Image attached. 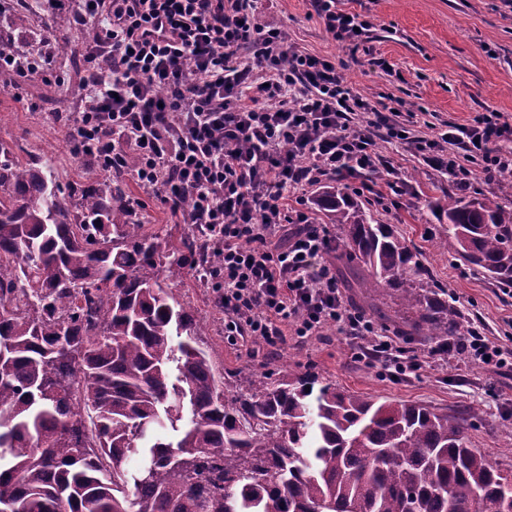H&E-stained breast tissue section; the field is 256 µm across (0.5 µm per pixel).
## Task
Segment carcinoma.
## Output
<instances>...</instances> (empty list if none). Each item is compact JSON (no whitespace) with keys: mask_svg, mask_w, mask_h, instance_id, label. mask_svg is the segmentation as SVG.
<instances>
[{"mask_svg":"<svg viewBox=\"0 0 512 512\" xmlns=\"http://www.w3.org/2000/svg\"><path fill=\"white\" fill-rule=\"evenodd\" d=\"M318 205L373 312L402 336L460 335L391 225L333 188ZM442 211L463 259L512 285V208ZM220 263L200 232L145 233L112 179L68 200L49 160L0 144V512H512V475L465 442L471 413L280 366L227 380L167 283ZM387 289L412 315L384 312Z\"/></svg>","mask_w":512,"mask_h":512,"instance_id":"obj_1","label":"carcinoma"}]
</instances>
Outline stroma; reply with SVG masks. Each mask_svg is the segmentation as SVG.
I'll use <instances>...</instances> for the list:
<instances>
[{
    "label": "stroma",
    "mask_w": 512,
    "mask_h": 512,
    "mask_svg": "<svg viewBox=\"0 0 512 512\" xmlns=\"http://www.w3.org/2000/svg\"><path fill=\"white\" fill-rule=\"evenodd\" d=\"M338 6L373 23L354 62L325 32L310 0H265L259 18L264 25L284 28L300 50L346 61L345 76L354 91L373 103L416 113L418 121L466 125L491 110L512 116V7L505 0H339ZM51 40L68 44L70 52L55 53L46 75L15 79L0 93V142L20 160L50 159L65 191L118 179L136 202L146 231L161 228L175 237L193 232V225L172 214L128 173L105 170L75 152L63 119L82 106L75 90L83 75L78 59L86 39L83 31L67 25L52 31ZM379 58L385 67L376 66ZM378 150L408 192L386 208L363 193L359 205L373 219L393 226L486 340L512 349V295L484 269L438 245L448 231L440 209L448 197L481 199L507 185V178L482 176L462 190L405 145L382 141ZM169 281L177 298L206 324L207 333L197 343L225 375L260 370L277 358L294 373L314 371L321 381L352 393L417 402L452 415L478 411L479 421L465 432L468 446L482 451L495 468L512 472V380L495 370L457 357L440 360L437 341L405 338L401 344L419 368L396 379L381 362L355 358L350 338L333 324L315 336H286L274 349L250 338L231 345L224 339V316L215 307L210 284L190 269Z\"/></svg>",
    "instance_id": "1"
}]
</instances>
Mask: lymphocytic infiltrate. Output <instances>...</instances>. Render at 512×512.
Returning <instances> with one entry per match:
<instances>
[{
	"instance_id": "f902f5d3",
	"label": "lymphocytic infiltrate",
	"mask_w": 512,
	"mask_h": 512,
	"mask_svg": "<svg viewBox=\"0 0 512 512\" xmlns=\"http://www.w3.org/2000/svg\"><path fill=\"white\" fill-rule=\"evenodd\" d=\"M42 2L45 11H66L77 26L95 29L69 140L106 170L135 157L134 179L221 253L212 278L228 341L254 336L275 347L285 328L312 336L339 323L359 338L357 358L400 375L417 370L413 356L344 305L336 269L322 261L332 248L329 229L286 199L326 178L374 191L364 177L384 164L381 139L410 147L462 189L479 173L512 175V155L501 147L512 142L511 121L492 111L421 136L401 113L354 92L335 60L263 26L262 0ZM337 3L314 0L315 13L357 55L371 22ZM119 139L131 152L116 149ZM438 351L512 379V351L477 332Z\"/></svg>"
}]
</instances>
